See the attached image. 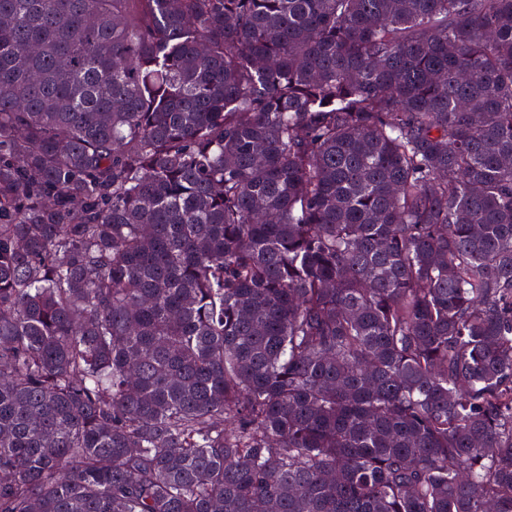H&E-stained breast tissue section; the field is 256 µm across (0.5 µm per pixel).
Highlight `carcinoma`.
<instances>
[{
  "instance_id": "obj_1",
  "label": "carcinoma",
  "mask_w": 512,
  "mask_h": 512,
  "mask_svg": "<svg viewBox=\"0 0 512 512\" xmlns=\"http://www.w3.org/2000/svg\"><path fill=\"white\" fill-rule=\"evenodd\" d=\"M512 512V0H0V512Z\"/></svg>"
}]
</instances>
